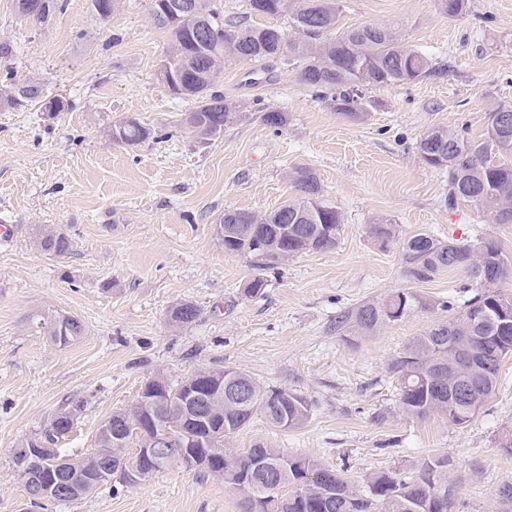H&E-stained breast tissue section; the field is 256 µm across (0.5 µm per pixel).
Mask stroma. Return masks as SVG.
<instances>
[{
	"mask_svg": "<svg viewBox=\"0 0 512 512\" xmlns=\"http://www.w3.org/2000/svg\"><path fill=\"white\" fill-rule=\"evenodd\" d=\"M39 23L0 0V84L33 82L39 101L0 105V512H43L30 505L11 461L13 448L42 431L66 403L81 402L60 443L73 456L91 451L101 423L130 408L144 384L177 383L197 370L234 368L264 384L297 391L311 403L304 426L282 429L255 417L234 439L303 455L348 477L355 488L375 471L413 472L448 457L455 512H512L498 496L512 484V358L494 396L464 427L438 415L402 413L394 360L434 322L448 301H463L460 273L429 282L404 273L402 240L487 236L512 256V224L490 223L483 208L448 204V182L419 158L416 143L436 126L486 134L488 114L512 105V0H469L451 20L438 0H341V24L396 25L404 45L447 72L374 90L375 110L351 122L317 101L283 60L231 62L218 88L246 120L200 140L176 127L191 100L170 91L159 67L168 30L148 15L149 0H124L101 20L91 0H65ZM61 99L63 111L44 104ZM286 114L282 130L261 110ZM131 116L162 138L121 147L115 120ZM313 169L326 202L343 215L335 247L260 270L253 258L225 253L213 226L225 210L263 214L293 198V167ZM385 218L393 240L372 237ZM50 224L70 234L71 254L35 244ZM263 277L265 288L245 287ZM397 290L427 302L371 337L345 336L336 317ZM190 301L199 320L176 328L171 307ZM68 313L84 335L58 347L31 317ZM44 512H240L223 481L171 466L138 486L102 489Z\"/></svg>",
	"mask_w": 512,
	"mask_h": 512,
	"instance_id": "obj_1",
	"label": "stroma"
}]
</instances>
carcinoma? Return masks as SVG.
Instances as JSON below:
<instances>
[{
    "label": "carcinoma",
    "mask_w": 512,
    "mask_h": 512,
    "mask_svg": "<svg viewBox=\"0 0 512 512\" xmlns=\"http://www.w3.org/2000/svg\"><path fill=\"white\" fill-rule=\"evenodd\" d=\"M32 18L40 23L63 11L64 0H26ZM191 5L181 14L180 29L161 15L158 0H150L149 16L154 25L169 30L171 44L166 62L179 72L182 96L195 102L179 114L177 125L202 140L224 132V125L241 119L240 112L215 89L223 64L228 61L256 62L286 56L298 65V79L315 97L333 111L357 121L375 108L369 96L375 89L416 82L426 76L442 75L430 67L421 52L399 43L396 28L377 24L343 28L338 0H267L263 15L287 19L279 25L246 24L224 19L213 0H185ZM450 19L463 17L468 0H439ZM234 41L227 40L228 33ZM33 83H11L4 101L21 106L39 97ZM512 117V105L500 104L488 113L487 136L472 139L454 126L427 130L417 142L420 159L448 179V207L460 201L483 207L494 224H512V163L492 157L512 156V125L504 130L501 118ZM152 134L138 122L127 124L114 141L135 146ZM295 197L265 215L238 210V223L260 225L263 247L253 244L250 233L224 240L227 254H249L260 265H277L310 251L334 247L340 237L343 216L323 199L320 182L312 169L300 166L291 174ZM373 237L383 241L395 237V225L380 220L370 225ZM36 243L46 255L61 257L72 251V239L64 231L43 226ZM402 255L408 277L426 282L444 271L465 274L462 292L471 294L455 317L440 320L416 337L395 360L399 406L410 418L441 415L448 422L468 424L495 393L503 361L512 356L497 337L512 336V326L500 328V301L506 296L497 284L512 277V259L497 241L481 237L474 241H442L419 232L404 238ZM426 301L413 291H395L380 301H367L347 315L336 317V329L357 336H372L409 316ZM200 316L199 307L182 302L172 308L170 322L190 326ZM50 340L67 347L83 336L82 321L58 314L40 323ZM246 381L253 402L241 407L224 389V407L203 424L198 415L183 410L180 385H168V396L159 404L132 407L128 413L140 420L142 434L117 444L98 429L93 451L73 457L61 449L47 456H26L13 452L12 462L24 488L30 484L56 487L49 502L82 500L104 487L127 486L120 475L129 457L131 443L150 447L155 422L176 421L191 441L190 448L209 449L224 457V485L241 495L242 512H452L453 494L448 488V458H429L410 475L377 471L364 479L357 491L347 477L306 456L291 455L259 441L244 451L228 448L225 442L262 416L269 424L296 429L305 424L311 410L307 398L286 388L269 387L255 377L230 368L231 378ZM470 384L467 398L457 395L460 380ZM77 408L64 407L41 433L20 443L34 448L56 444L73 429ZM223 430L213 445H200L206 429Z\"/></svg>",
    "instance_id": "carcinoma-1"
}]
</instances>
